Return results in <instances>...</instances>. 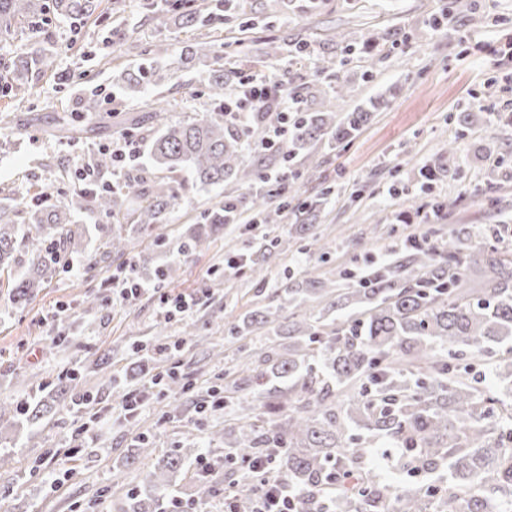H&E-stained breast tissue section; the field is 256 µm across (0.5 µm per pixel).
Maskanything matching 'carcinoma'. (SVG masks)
Listing matches in <instances>:
<instances>
[{"instance_id": "cac0c4a2", "label": "carcinoma", "mask_w": 512, "mask_h": 512, "mask_svg": "<svg viewBox=\"0 0 512 512\" xmlns=\"http://www.w3.org/2000/svg\"><path fill=\"white\" fill-rule=\"evenodd\" d=\"M99 8L100 0H0V43L31 42L30 51L11 57L0 72V93L22 100L34 75L53 69L55 52L45 44L50 16L90 18ZM173 10L189 25L210 4L177 2ZM212 55L211 44L196 42L181 50L179 61ZM239 84L216 71L206 113L190 123L169 119L162 108L148 112L146 121L157 128L147 147L152 165L169 173L188 168L202 185L248 186L249 198L229 194L225 202L231 210L245 204L262 222L290 209L301 216L313 212L318 201L300 200L289 163L318 145H345L369 110L299 105L285 142L247 157L244 144L264 134L277 114L271 107L254 112L246 127L224 117V98ZM270 166L290 180L257 188ZM134 183L137 188L127 193L82 189L62 206L34 211L38 235L28 245L36 255L14 280L15 301H29L52 279L55 267L41 255L44 247L83 253V231L71 228L68 212L91 207L151 226L181 204V190L163 178L138 176ZM11 213L0 209V269L11 266L19 246ZM205 220L178 251L205 247L224 224V213L210 211ZM284 244L278 237L263 244L262 259L249 266L255 280L264 281V260ZM394 254L355 288L333 290L312 277L287 280L275 308L253 310L233 326L238 336L263 330L292 344L286 356L248 354L238 363L247 374L232 390L240 425L224 428V459L273 458L271 479L288 486L298 512H512V386L493 396L469 378L470 361L512 342V268L496 260L480 267V256L458 235L439 236L429 249L404 246ZM478 270L483 287H466V278ZM316 296L327 298L318 313L295 319V310ZM491 366L501 380L512 378V347ZM71 388V380H61L54 396L18 401L12 412L35 428L66 403ZM354 424L397 449L394 470L407 479L392 484L380 476L373 466L379 450L360 446ZM185 459L177 450L159 460L138 490L125 496L120 512H162ZM231 484L237 512H252V479L245 473Z\"/></svg>"}]
</instances>
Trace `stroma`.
<instances>
[{"instance_id":"1","label":"stroma","mask_w":512,"mask_h":512,"mask_svg":"<svg viewBox=\"0 0 512 512\" xmlns=\"http://www.w3.org/2000/svg\"><path fill=\"white\" fill-rule=\"evenodd\" d=\"M240 0L236 12L192 27L182 26L159 0H102V15L61 17L49 26L56 66L41 74L29 97H0L17 126L0 128V193L26 213L38 192L63 203L80 186L77 169L122 134L146 148L154 129L142 118L156 100L171 116L198 117L212 70L234 67L239 77L289 71L292 87L311 108L343 84L348 109L380 99L367 124L347 145L319 149L299 170L302 198H322L309 217L310 235L291 229L294 213L269 224H229L208 248L179 252L205 212L224 199L223 186H187L181 207L166 223L128 230L125 253H109L107 241L121 219L87 209L73 223L89 231L80 256L58 263V273L23 306L12 298L13 274L27 270L29 250L15 256L12 274L0 275V406L75 376L72 401L49 424L29 430L11 415L0 417V512H113L139 485L142 470L177 448L206 450L211 466L200 475L196 461L178 475L174 495L202 501L205 512H224V487L233 472L224 461L221 435L232 405L214 403L212 387L233 383L230 371L239 346L251 354L268 347L285 351L288 340L231 328L247 311L276 305L285 278L311 275L339 288L386 261L391 249L428 228L463 235L474 249L492 246L493 258L512 262V239L493 240L492 230L512 225V0H474L452 22L439 15L447 0ZM350 35L336 42V32ZM216 45L220 57L189 69L175 50L196 41ZM169 43L159 57L156 45ZM307 45L297 54L296 43ZM277 57L267 58L270 46ZM334 61L318 73L320 59ZM165 73L164 81L128 90L123 70L137 64ZM97 94L102 110L79 111V100ZM469 113L460 125V113ZM96 128L72 140L51 136L61 121ZM445 203L432 216L435 203ZM285 239L266 259V282L256 288L248 267L229 256L260 258V245ZM329 254H322L321 245ZM175 265L170 283L155 274ZM135 273L151 288L131 304H112L113 278ZM99 298L88 307L87 295ZM192 294L196 305L167 315L163 296ZM151 369H175L190 381L178 396L155 394L133 420L112 419L121 395L105 378L126 382L140 360ZM107 416L101 431L82 433L76 410ZM146 434L150 457L126 465L138 434ZM209 494H202V487Z\"/></svg>"}]
</instances>
